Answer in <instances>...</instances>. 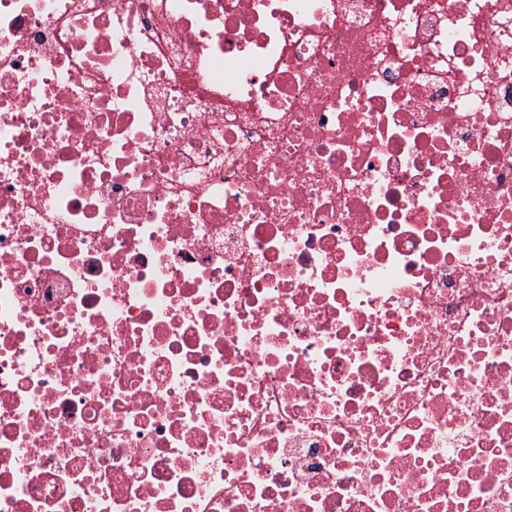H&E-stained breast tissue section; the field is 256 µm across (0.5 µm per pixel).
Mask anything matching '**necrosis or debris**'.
I'll use <instances>...</instances> for the list:
<instances>
[{
  "label": "necrosis or debris",
  "instance_id": "obj_1",
  "mask_svg": "<svg viewBox=\"0 0 512 512\" xmlns=\"http://www.w3.org/2000/svg\"><path fill=\"white\" fill-rule=\"evenodd\" d=\"M0 512H512V0H0Z\"/></svg>",
  "mask_w": 512,
  "mask_h": 512
}]
</instances>
